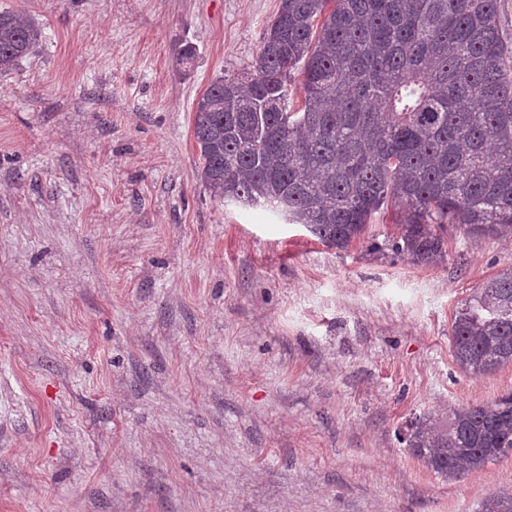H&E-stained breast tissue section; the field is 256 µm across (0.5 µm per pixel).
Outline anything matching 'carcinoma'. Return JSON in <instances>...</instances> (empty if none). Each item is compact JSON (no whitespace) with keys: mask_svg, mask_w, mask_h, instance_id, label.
<instances>
[{"mask_svg":"<svg viewBox=\"0 0 512 512\" xmlns=\"http://www.w3.org/2000/svg\"><path fill=\"white\" fill-rule=\"evenodd\" d=\"M500 0H280L254 70L198 100V176L344 251L372 216L397 214L391 251L446 256L448 229L512 234V48ZM43 39L33 16L0 11V76ZM451 343L472 376L512 364V267L455 312ZM401 442L454 481L512 454V391L405 426ZM481 512H512V488Z\"/></svg>","mask_w":512,"mask_h":512,"instance_id":"obj_1","label":"carcinoma"}]
</instances>
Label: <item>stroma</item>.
Listing matches in <instances>:
<instances>
[{
    "instance_id": "stroma-1",
    "label": "stroma",
    "mask_w": 512,
    "mask_h": 512,
    "mask_svg": "<svg viewBox=\"0 0 512 512\" xmlns=\"http://www.w3.org/2000/svg\"><path fill=\"white\" fill-rule=\"evenodd\" d=\"M278 5L0 0L44 28L0 76V512H478L512 484V455L451 484L396 437L512 390L450 341L512 236L419 267L388 209L340 252L197 176L196 103Z\"/></svg>"
}]
</instances>
